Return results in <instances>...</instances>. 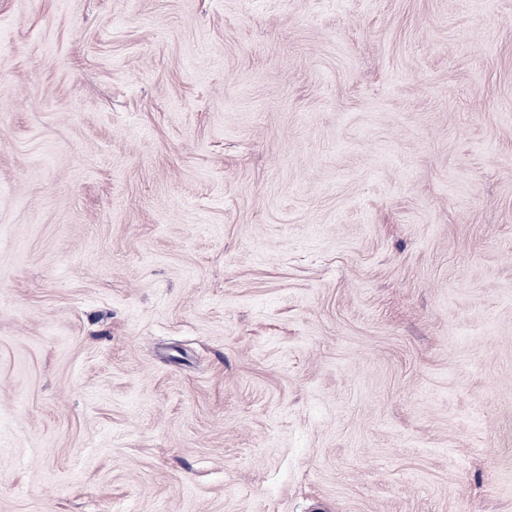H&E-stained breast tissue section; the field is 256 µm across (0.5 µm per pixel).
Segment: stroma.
<instances>
[{"label":"stroma","instance_id":"stroma-1","mask_svg":"<svg viewBox=\"0 0 512 512\" xmlns=\"http://www.w3.org/2000/svg\"><path fill=\"white\" fill-rule=\"evenodd\" d=\"M0 512H512V0H0Z\"/></svg>","mask_w":512,"mask_h":512}]
</instances>
